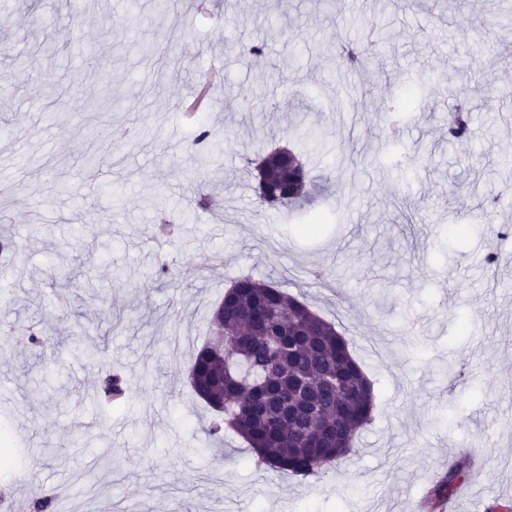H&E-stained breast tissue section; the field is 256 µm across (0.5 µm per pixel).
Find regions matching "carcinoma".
<instances>
[{
	"label": "carcinoma",
	"mask_w": 512,
	"mask_h": 512,
	"mask_svg": "<svg viewBox=\"0 0 512 512\" xmlns=\"http://www.w3.org/2000/svg\"><path fill=\"white\" fill-rule=\"evenodd\" d=\"M383 38L371 46L349 45L339 54L340 68L353 73L378 53ZM409 92L384 105L397 120L412 107ZM470 116L456 106L449 113L448 135H467ZM297 143L291 150L295 168L282 179L298 189L281 196L259 186L261 203L278 207L297 203L306 193L310 173L302 153L308 151L309 130L290 128ZM213 335L197 350L187 380L218 419L208 427L217 436L237 432L258 462L285 477H317L327 464L344 459L356 431L371 421L373 387L335 326L304 303L272 284L243 277L224 292L217 304ZM472 471L465 454L448 465L428 492L437 509L449 501Z\"/></svg>",
	"instance_id": "carcinoma-1"
}]
</instances>
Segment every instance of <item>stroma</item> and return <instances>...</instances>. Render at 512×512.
Masks as SVG:
<instances>
[{
	"mask_svg": "<svg viewBox=\"0 0 512 512\" xmlns=\"http://www.w3.org/2000/svg\"><path fill=\"white\" fill-rule=\"evenodd\" d=\"M496 9L512 0H180L174 19L156 0H0V432L22 460L0 469V512L63 482L65 512H417L465 449L457 512L512 500V239L481 222L512 217V26ZM372 23L382 53L339 73L337 40ZM212 73L214 104L186 117ZM355 84L377 103L415 90L401 140ZM463 88L473 122L452 143L447 93ZM299 110L326 136L301 202L329 215L315 238L256 192L254 162L290 145ZM245 276L332 322L373 382L371 423L318 477L255 468L233 432L213 442L187 382Z\"/></svg>",
	"mask_w": 512,
	"mask_h": 512,
	"instance_id": "obj_1",
	"label": "stroma"
}]
</instances>
